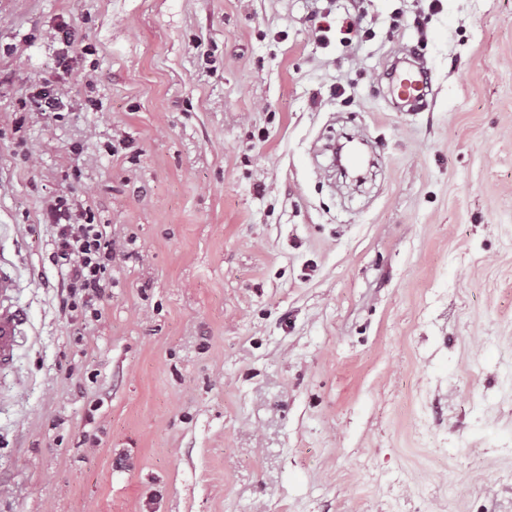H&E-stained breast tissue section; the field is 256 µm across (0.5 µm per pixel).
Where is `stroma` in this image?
<instances>
[{"label": "stroma", "mask_w": 512, "mask_h": 512, "mask_svg": "<svg viewBox=\"0 0 512 512\" xmlns=\"http://www.w3.org/2000/svg\"><path fill=\"white\" fill-rule=\"evenodd\" d=\"M0 252V512H512V0H0ZM393 91L405 105L414 107L430 92V84L420 68L407 69L399 74ZM46 220L57 228L51 263L64 270L60 287V303L65 309L78 308L82 300L85 310L98 319L101 312L94 303L112 283L108 272L112 269V234L110 225L92 224L87 219L80 224L73 219L67 201L59 200L46 212ZM20 288L17 276L0 259V370L13 367L26 336Z\"/></svg>", "instance_id": "35a3bbf8"}]
</instances>
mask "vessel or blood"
<instances>
[{"mask_svg":"<svg viewBox=\"0 0 512 512\" xmlns=\"http://www.w3.org/2000/svg\"><path fill=\"white\" fill-rule=\"evenodd\" d=\"M429 91L430 85L419 69L403 71L394 86L397 98L411 107L423 101ZM20 288L14 272L0 266V370L13 367L26 334Z\"/></svg>","mask_w":512,"mask_h":512,"instance_id":"vessel-or-blood-1","label":"vessel or blood"}]
</instances>
